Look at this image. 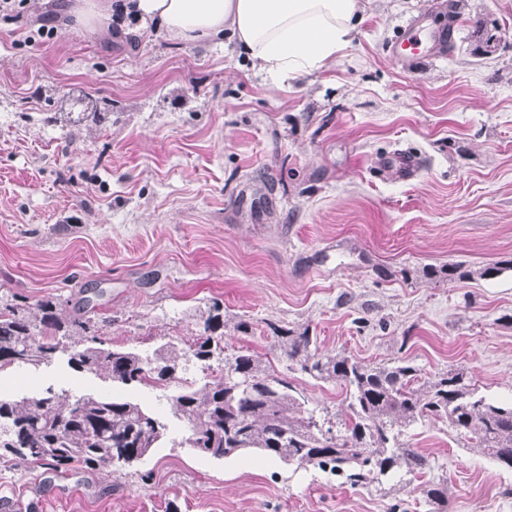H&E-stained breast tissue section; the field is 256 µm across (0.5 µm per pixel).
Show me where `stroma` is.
I'll return each mask as SVG.
<instances>
[{
    "mask_svg": "<svg viewBox=\"0 0 512 512\" xmlns=\"http://www.w3.org/2000/svg\"><path fill=\"white\" fill-rule=\"evenodd\" d=\"M71 0H29L0 18V293L32 305L88 301L109 347L190 343L212 303L224 341L285 369L271 331L310 330L321 354L408 358L422 378L464 370L477 395L512 401V270L429 280L424 268L512 258V0H368L349 46L321 70L271 83L218 44L152 28H76ZM453 19L449 47L411 65L389 52L421 12ZM54 13L57 35L37 34ZM496 35L494 53L484 51ZM111 104L101 126L61 115ZM424 167L403 180L396 151ZM248 331H237L239 322ZM290 378L318 417L345 391ZM53 391L135 398L167 439L125 467L0 463L14 512H433L421 486L448 485L447 512H512V471L425 418L401 443L423 474L353 486L311 465L193 451L176 386L126 387L66 357L0 372V396Z\"/></svg>",
    "mask_w": 512,
    "mask_h": 512,
    "instance_id": "stroma-1",
    "label": "stroma"
}]
</instances>
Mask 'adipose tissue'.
<instances>
[{"mask_svg":"<svg viewBox=\"0 0 512 512\" xmlns=\"http://www.w3.org/2000/svg\"><path fill=\"white\" fill-rule=\"evenodd\" d=\"M76 25L93 32L115 13L131 15L180 43H220L272 79L321 69L352 41L364 0H74Z\"/></svg>","mask_w":512,"mask_h":512,"instance_id":"1","label":"adipose tissue"}]
</instances>
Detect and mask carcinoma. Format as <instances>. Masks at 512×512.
I'll use <instances>...</instances> for the list:
<instances>
[{
  "mask_svg": "<svg viewBox=\"0 0 512 512\" xmlns=\"http://www.w3.org/2000/svg\"><path fill=\"white\" fill-rule=\"evenodd\" d=\"M109 113L92 108L67 116L73 125L88 120L100 125ZM499 264L467 269L462 264L429 267L426 278H490ZM288 367L316 380L346 389L347 411L333 431L288 378L261 366L239 350L224 360L201 388L185 385L172 396L175 413L188 430L190 448L215 458L241 453L277 459L284 464L313 465L352 485L370 483L404 468L423 470L427 460L399 443L402 433L425 416L445 418L457 439L512 470V404L477 398L466 373L450 369L419 383V370L401 359L366 364L350 356H321L309 331L297 333L270 325ZM71 349L68 364L120 386L143 382L167 387L187 371L189 362L207 365L225 352L224 315L213 304L203 333L183 351L166 342L152 353L110 348L99 339L97 322L68 302L46 298L26 305L13 296L0 299V371L14 366L38 367L58 352ZM166 437V427L141 403L125 396L50 391L19 398L0 397V460L9 456L31 465L94 469L142 460ZM428 502L444 512L448 486L430 481Z\"/></svg>",
  "mask_w": 512,
  "mask_h": 512,
  "instance_id": "1",
  "label": "carcinoma"
}]
</instances>
